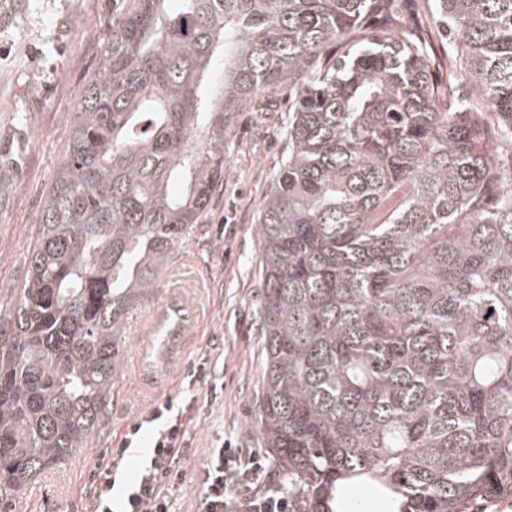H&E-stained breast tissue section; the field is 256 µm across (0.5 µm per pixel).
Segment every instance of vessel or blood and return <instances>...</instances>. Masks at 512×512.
<instances>
[{
  "label": "vessel or blood",
  "instance_id": "b4317fda",
  "mask_svg": "<svg viewBox=\"0 0 512 512\" xmlns=\"http://www.w3.org/2000/svg\"><path fill=\"white\" fill-rule=\"evenodd\" d=\"M148 327L133 353L134 371L141 388L157 394L167 391L183 366L203 320L194 287L162 292L146 312Z\"/></svg>",
  "mask_w": 512,
  "mask_h": 512
}]
</instances>
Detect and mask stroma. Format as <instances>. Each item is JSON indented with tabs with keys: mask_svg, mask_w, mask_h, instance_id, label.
<instances>
[{
	"mask_svg": "<svg viewBox=\"0 0 512 512\" xmlns=\"http://www.w3.org/2000/svg\"><path fill=\"white\" fill-rule=\"evenodd\" d=\"M133 3L0 0V300L9 299L27 276L42 203L65 155L78 93L96 71L113 24ZM400 21L429 38L434 83L461 80L427 0H401ZM269 101V112L237 114L224 143V182L202 222L174 249L187 256L202 287L205 331L191 356L209 354L224 381L223 397L198 402L193 414L195 456L173 491L174 512H194L207 448L224 439L238 448L262 445L256 427L264 366L258 216L288 153V97L273 94ZM154 402V396L134 387L131 367L123 365L109 418L88 448L37 477L15 512H31L42 499L66 503L84 494L101 454L117 446Z\"/></svg>",
	"mask_w": 512,
	"mask_h": 512,
	"instance_id": "1",
	"label": "stroma"
}]
</instances>
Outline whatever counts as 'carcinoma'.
<instances>
[{
  "label": "carcinoma",
  "instance_id": "cac0c4a2",
  "mask_svg": "<svg viewBox=\"0 0 512 512\" xmlns=\"http://www.w3.org/2000/svg\"><path fill=\"white\" fill-rule=\"evenodd\" d=\"M178 2L112 27L0 307V512L108 419L128 314L273 92L291 115L259 218L258 410L294 512H332L345 481L400 512L511 497L512 160L478 144H512V0H432L466 93L432 83L397 0Z\"/></svg>",
  "mask_w": 512,
  "mask_h": 512
}]
</instances>
